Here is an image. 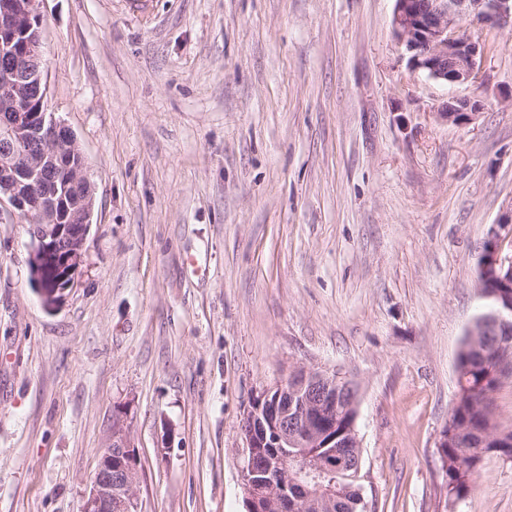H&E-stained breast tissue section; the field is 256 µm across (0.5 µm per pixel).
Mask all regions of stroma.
Segmentation results:
<instances>
[{"instance_id": "stroma-1", "label": "stroma", "mask_w": 512, "mask_h": 512, "mask_svg": "<svg viewBox=\"0 0 512 512\" xmlns=\"http://www.w3.org/2000/svg\"><path fill=\"white\" fill-rule=\"evenodd\" d=\"M39 9L93 204L51 309L0 221V512H80L120 411L140 512H247L242 423L301 370L358 387L369 512H512V461L457 500L438 450L512 200V30L471 25L484 81L452 89L409 74L394 0ZM477 100L467 97H448L437 110L436 114L441 121L454 125H466L477 119L480 112Z\"/></svg>"}]
</instances>
